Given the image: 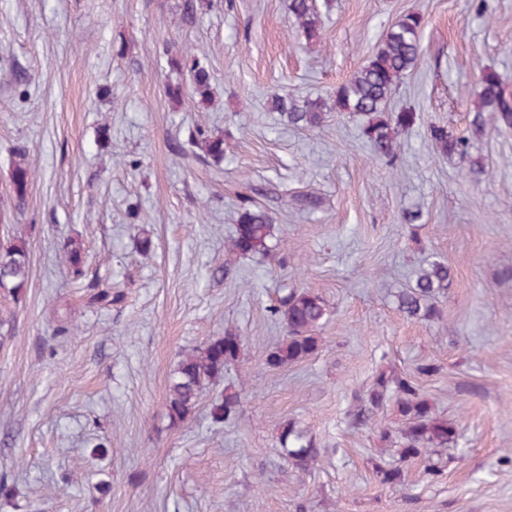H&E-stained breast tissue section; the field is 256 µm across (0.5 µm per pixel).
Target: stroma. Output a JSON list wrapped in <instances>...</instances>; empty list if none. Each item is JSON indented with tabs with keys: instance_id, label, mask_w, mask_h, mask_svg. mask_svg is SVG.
Returning a JSON list of instances; mask_svg holds the SVG:
<instances>
[{
	"instance_id": "obj_1",
	"label": "stroma",
	"mask_w": 512,
	"mask_h": 512,
	"mask_svg": "<svg viewBox=\"0 0 512 512\" xmlns=\"http://www.w3.org/2000/svg\"><path fill=\"white\" fill-rule=\"evenodd\" d=\"M210 2L188 22L183 0H0V222L31 260L23 298L0 297V512H512V130L471 136L478 181L429 140L434 125L468 134L484 70L512 87V0H317L311 45L290 0ZM411 12L422 52L390 108L419 119L397 170L359 117L308 130L270 110L275 93L334 96ZM184 53L211 73L206 99L166 92L189 81L168 61ZM200 130L223 137V160L197 157ZM19 154L34 180L18 210ZM244 195L272 213L283 264L227 260ZM69 237L121 304L88 306L60 259ZM434 261L453 273L442 317L406 319L396 296ZM285 288L318 293L331 317L313 356L274 370L285 330L267 308ZM65 321L78 332L61 339ZM228 329L242 338L224 377L245 382L236 419L213 423L203 404L172 426L181 354ZM422 364L421 394L457 436L403 462L379 439L393 407L362 421L353 396ZM288 423L319 448L314 468L283 459ZM380 465L403 483H381Z\"/></svg>"
}]
</instances>
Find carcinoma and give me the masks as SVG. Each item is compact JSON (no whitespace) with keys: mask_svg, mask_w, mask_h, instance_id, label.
Here are the masks:
<instances>
[{"mask_svg":"<svg viewBox=\"0 0 512 512\" xmlns=\"http://www.w3.org/2000/svg\"><path fill=\"white\" fill-rule=\"evenodd\" d=\"M290 11L306 41L319 39V17L315 0H291ZM422 18L407 13L387 31L376 52L350 79L341 84L333 98L292 97L274 94L270 100L273 111L280 113L288 124L300 128L321 126L331 112H346L363 119V137L372 146L377 157L390 167L398 159L397 138L400 132L415 125L417 113L403 108L388 111L389 102L400 81L414 67L421 53L420 32ZM177 68L190 74L193 92L205 97L210 87V73L198 60L183 55L173 58ZM504 129L512 128V91L503 84L497 72L487 70L480 81V90L474 101L471 131L480 133L487 122ZM429 139L437 151L446 156L468 154L469 138L455 135L445 126L429 129ZM200 150L199 157L215 160L224 158V139L201 131L193 139ZM32 183L30 168L20 158L11 172L12 197L16 208L25 205ZM278 239L272 214L255 204L252 198L242 197L234 233L227 249L242 258H258L278 264L285 262L276 249ZM66 268L75 281L87 277L85 252L82 243L68 238L61 244ZM30 261L22 237L11 234V225L0 226V294L17 301L22 298L29 280ZM452 283L451 267L444 262H433L422 269L414 284L397 295L398 310L410 320L430 321L440 317L434 304L437 295ZM87 303L104 309L121 302L122 292L87 284ZM271 318L282 322L286 336L270 353L268 365L273 369L302 361L319 348L316 333L329 320L330 311L324 299L309 290L291 289L281 293L269 307ZM242 339L233 332L209 340L204 345L181 356L173 370L166 399L165 414L170 423L178 426L193 415L207 388L224 380V373L238 364ZM244 390L232 387L213 396L209 413L216 423L235 419L242 404ZM394 398L402 419L399 429L400 458L407 460L425 455L430 448H443L456 438L453 422L438 416L421 396L414 379L408 375H382L362 396H355L356 411L364 413L383 408ZM281 452L292 467L306 471L319 458L318 449L303 431L285 425L278 437Z\"/></svg>","mask_w":512,"mask_h":512,"instance_id":"obj_1","label":"carcinoma"}]
</instances>
